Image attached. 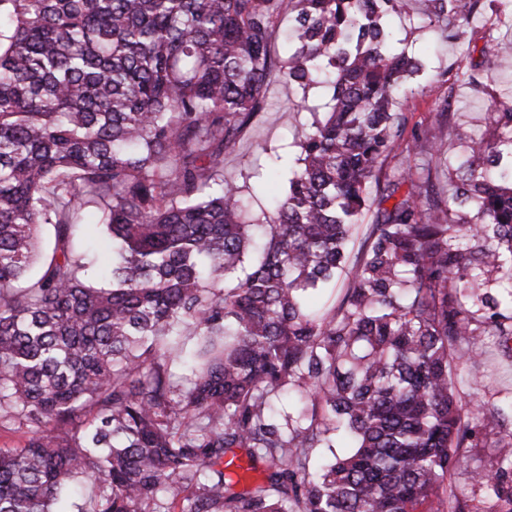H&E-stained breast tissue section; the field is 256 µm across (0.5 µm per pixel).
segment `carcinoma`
Instances as JSON below:
<instances>
[{
    "label": "carcinoma",
    "mask_w": 512,
    "mask_h": 512,
    "mask_svg": "<svg viewBox=\"0 0 512 512\" xmlns=\"http://www.w3.org/2000/svg\"><path fill=\"white\" fill-rule=\"evenodd\" d=\"M405 2L0 0V512H512V403L471 413L459 373L487 336L512 359V105L485 136L445 104L393 162ZM279 76L333 92L261 219L224 152ZM469 448L500 449L489 507L448 482ZM98 226H91V231L85 238V247L90 249L91 257L95 260L96 266L100 267L101 260L110 256V241L106 235L97 228Z\"/></svg>",
    "instance_id": "cac0c4a2"
}]
</instances>
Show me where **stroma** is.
<instances>
[{"instance_id":"35a3bbf8","label":"stroma","mask_w":512,"mask_h":512,"mask_svg":"<svg viewBox=\"0 0 512 512\" xmlns=\"http://www.w3.org/2000/svg\"><path fill=\"white\" fill-rule=\"evenodd\" d=\"M459 32V39L446 41L427 28L408 31V44L424 61L423 71L409 81L399 104L400 111L408 116L409 127L429 126L443 106L471 126H484L491 91L471 88L468 72L490 66L499 73L512 72V63L494 59L492 50L493 40H512V23H500L494 14L488 13L483 23L462 26ZM269 99L268 110L244 133L236 148L225 155V179L248 184L251 162L262 149L295 155L291 145L294 113L303 104L302 91L277 80L270 86ZM483 349L486 358L474 369L478 383L464 389L463 401L470 409L482 401L499 402L512 395V361L500 355L494 338H486Z\"/></svg>"}]
</instances>
